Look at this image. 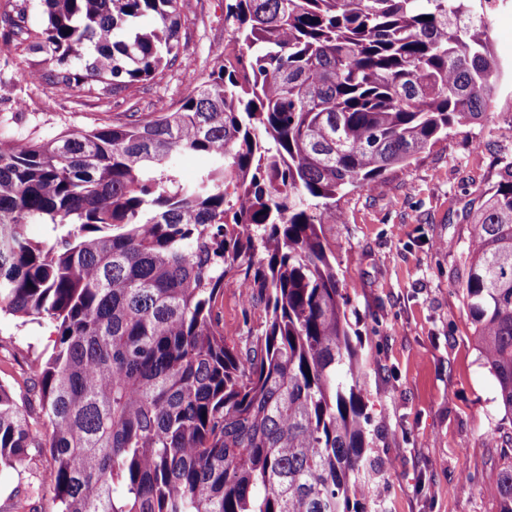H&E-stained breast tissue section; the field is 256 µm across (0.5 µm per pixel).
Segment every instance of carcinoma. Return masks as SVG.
Instances as JSON below:
<instances>
[{
	"label": "carcinoma",
	"mask_w": 512,
	"mask_h": 512,
	"mask_svg": "<svg viewBox=\"0 0 512 512\" xmlns=\"http://www.w3.org/2000/svg\"><path fill=\"white\" fill-rule=\"evenodd\" d=\"M27 0L15 50L111 97L182 63L179 0ZM482 0H233L232 53L173 110L47 139L0 133V312L48 322L47 431L0 382V472L54 461L56 512H358L361 342L322 225L489 112ZM186 154L206 164L185 181ZM461 282L512 413V160L472 209ZM56 235L30 238L29 224ZM264 302L224 341V288ZM512 512V463L489 490Z\"/></svg>",
	"instance_id": "1"
}]
</instances>
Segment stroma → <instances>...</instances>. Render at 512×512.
<instances>
[{
	"mask_svg": "<svg viewBox=\"0 0 512 512\" xmlns=\"http://www.w3.org/2000/svg\"><path fill=\"white\" fill-rule=\"evenodd\" d=\"M228 0H179L183 58L162 80L131 96L64 92L38 75L31 57L0 38V124L46 138L71 129L125 120L130 105L148 113L174 108L214 66L228 44ZM512 91L503 90L487 117L450 132L426 153L388 170L370 190L340 201L343 221L322 227L363 342L372 455L390 462L378 490L386 512H499L488 493L512 460V414L474 341L460 288L471 201L512 160ZM260 300L224 291V340L244 343L243 325H258ZM54 329L0 314V381L18 403L30 402L31 364L49 356ZM31 491L34 512H53L52 461L30 456L0 474V512Z\"/></svg>",
	"mask_w": 512,
	"mask_h": 512,
	"instance_id": "35a3bbf8",
	"label": "stroma"
}]
</instances>
